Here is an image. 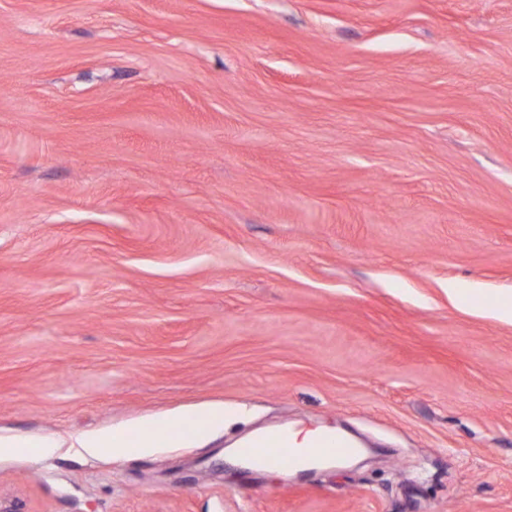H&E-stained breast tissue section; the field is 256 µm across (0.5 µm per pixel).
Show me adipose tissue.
I'll use <instances>...</instances> for the list:
<instances>
[{"mask_svg": "<svg viewBox=\"0 0 512 512\" xmlns=\"http://www.w3.org/2000/svg\"><path fill=\"white\" fill-rule=\"evenodd\" d=\"M179 421L159 422L148 420L129 429L103 428L76 436L72 445L84 449L95 457L104 452L116 456L146 454L157 448L160 442H172L182 437Z\"/></svg>", "mask_w": 512, "mask_h": 512, "instance_id": "ef3b65f1", "label": "adipose tissue"}]
</instances>
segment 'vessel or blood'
<instances>
[{
	"label": "vessel or blood",
	"instance_id": "1",
	"mask_svg": "<svg viewBox=\"0 0 512 512\" xmlns=\"http://www.w3.org/2000/svg\"><path fill=\"white\" fill-rule=\"evenodd\" d=\"M240 457L256 466H279L296 470L302 468L309 456L350 459L359 453L352 440L340 432L326 430L315 435L311 451L295 448L284 433H270L239 448Z\"/></svg>",
	"mask_w": 512,
	"mask_h": 512
}]
</instances>
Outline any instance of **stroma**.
I'll use <instances>...</instances> for the list:
<instances>
[{"label": "stroma", "instance_id": "stroma-1", "mask_svg": "<svg viewBox=\"0 0 512 512\" xmlns=\"http://www.w3.org/2000/svg\"><path fill=\"white\" fill-rule=\"evenodd\" d=\"M506 302L512 0H0V432L66 442L0 453L30 512H512ZM276 427L367 454L232 456ZM181 420L190 422L185 425L186 431L195 424L192 433L198 440H205L214 428L224 426V411L214 410L199 421L183 416L179 420L169 419L163 423L147 420L129 429L103 428L76 436L69 447L84 448L85 453L91 457L103 452H111L116 456L146 454L158 448L161 441L172 442L183 437Z\"/></svg>", "mask_w": 512, "mask_h": 512}]
</instances>
